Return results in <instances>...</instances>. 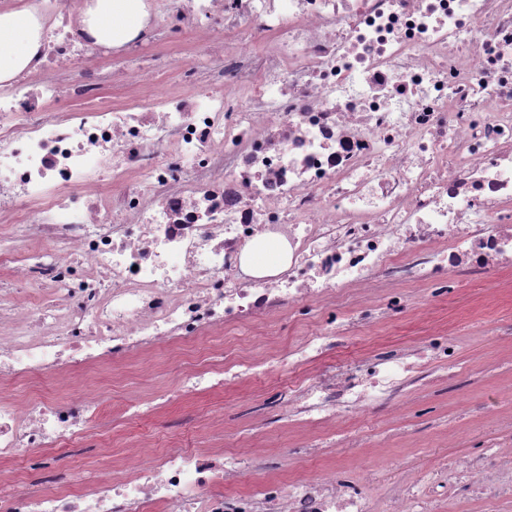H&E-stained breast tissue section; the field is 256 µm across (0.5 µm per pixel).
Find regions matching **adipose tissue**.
Segmentation results:
<instances>
[{
	"label": "adipose tissue",
	"mask_w": 512,
	"mask_h": 512,
	"mask_svg": "<svg viewBox=\"0 0 512 512\" xmlns=\"http://www.w3.org/2000/svg\"><path fill=\"white\" fill-rule=\"evenodd\" d=\"M144 23V0H94L85 29L96 42L120 47L135 38ZM39 29L30 7L0 8V83L31 67L40 50Z\"/></svg>",
	"instance_id": "obj_1"
}]
</instances>
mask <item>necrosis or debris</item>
<instances>
[{
	"mask_svg": "<svg viewBox=\"0 0 512 512\" xmlns=\"http://www.w3.org/2000/svg\"><path fill=\"white\" fill-rule=\"evenodd\" d=\"M41 21L29 72L0 85V488L10 512H445L460 500L512 512V415L492 436L452 431L453 458L373 495V469L326 463L337 426L388 407L459 366L449 327L378 339L352 362L330 358L354 331L489 273L512 274V0H153L124 48L108 99L97 60L113 48L83 28L87 0H25ZM220 50L253 24L260 52L184 70L172 93L139 55L162 19ZM83 62L78 79L67 67ZM156 88L136 101L138 83ZM279 240L288 264L241 267L255 240ZM289 313L314 330L270 357L177 359L184 400L285 374L266 405L303 435L304 477L255 479L265 444L232 453L130 439L92 478L74 448L110 446L112 399L76 379L105 365L149 371L184 350ZM43 377L68 395L18 398Z\"/></svg>",
	"mask_w": 512,
	"mask_h": 512,
	"instance_id": "obj_1",
	"label": "necrosis or debris"
}]
</instances>
